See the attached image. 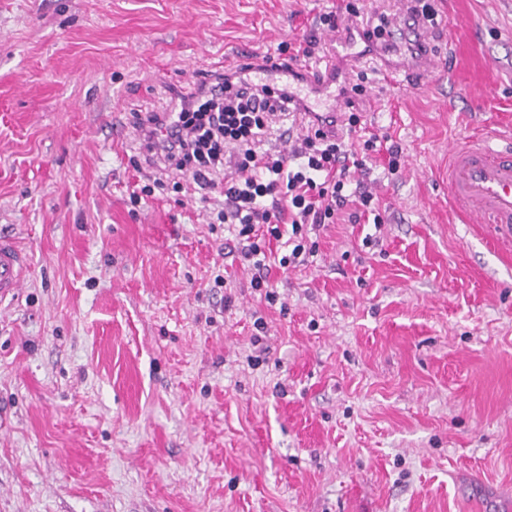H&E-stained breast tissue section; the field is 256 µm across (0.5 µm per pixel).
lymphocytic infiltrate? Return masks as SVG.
Listing matches in <instances>:
<instances>
[{"instance_id":"obj_1","label":"lymphocytic infiltrate","mask_w":512,"mask_h":512,"mask_svg":"<svg viewBox=\"0 0 512 512\" xmlns=\"http://www.w3.org/2000/svg\"><path fill=\"white\" fill-rule=\"evenodd\" d=\"M353 100L341 112L346 142L335 130L307 123L290 128L300 106L284 84L253 80L228 68L181 97L168 118L154 112H136L138 149L147 170L129 195L131 204L153 197L166 186L190 182L201 202L211 200L216 188L224 199L210 212L211 224L226 225L241 244L243 260L251 262V286L263 290L268 303L277 294L269 290L262 260L260 229L284 240L288 249L278 264L289 268L305 264L316 252L312 231L324 224L372 219L383 224L378 203L363 177L374 155H382L384 169L396 174L402 149L386 143L363 125L355 98L365 97V83L353 85ZM289 141V151L269 147L272 136Z\"/></svg>"}]
</instances>
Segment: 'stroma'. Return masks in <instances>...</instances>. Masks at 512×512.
I'll return each mask as SVG.
<instances>
[{
	"label": "stroma",
	"instance_id": "35a3bbf8",
	"mask_svg": "<svg viewBox=\"0 0 512 512\" xmlns=\"http://www.w3.org/2000/svg\"><path fill=\"white\" fill-rule=\"evenodd\" d=\"M427 2L449 79L367 72L384 224L271 306L189 194L130 205L131 115L337 0H0V512H512V240L448 215L449 144L512 133V0ZM27 259L15 242L0 236V301L14 296L23 283Z\"/></svg>",
	"mask_w": 512,
	"mask_h": 512
}]
</instances>
